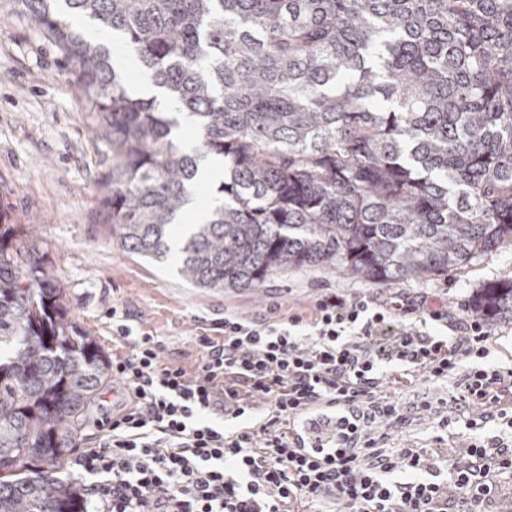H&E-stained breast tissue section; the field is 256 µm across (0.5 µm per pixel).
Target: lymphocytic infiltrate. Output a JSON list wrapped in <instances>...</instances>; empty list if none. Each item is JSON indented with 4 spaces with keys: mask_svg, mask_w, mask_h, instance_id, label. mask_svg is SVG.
<instances>
[{
    "mask_svg": "<svg viewBox=\"0 0 512 512\" xmlns=\"http://www.w3.org/2000/svg\"><path fill=\"white\" fill-rule=\"evenodd\" d=\"M427 299L387 305L321 295L311 320L281 323L224 318V340L204 337L194 372L162 360L160 342L130 338V356L112 362L124 398L99 420L97 446L78 449L74 464L83 496L95 512H314L325 500L344 512H482L502 486L512 484V446L497 431L512 430L505 398L512 371L487 365L491 331L468 319L464 335L449 342L417 330L441 321ZM447 378L466 373L451 400L470 406L465 426L472 441L453 462L448 481L426 477L434 464L427 449L387 453L372 422L403 421L404 409L381 388L387 363ZM266 410L248 424L256 400ZM324 401L361 413L353 444L329 456L293 448L288 421L298 409ZM237 419L227 430L214 415ZM408 474L405 482L394 480Z\"/></svg>",
    "mask_w": 512,
    "mask_h": 512,
    "instance_id": "1",
    "label": "lymphocytic infiltrate"
}]
</instances>
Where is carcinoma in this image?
Segmentation results:
<instances>
[{
  "label": "carcinoma",
  "mask_w": 512,
  "mask_h": 512,
  "mask_svg": "<svg viewBox=\"0 0 512 512\" xmlns=\"http://www.w3.org/2000/svg\"><path fill=\"white\" fill-rule=\"evenodd\" d=\"M126 42L172 103L129 89L58 2ZM57 47L112 168L102 223L162 263L200 163L222 195L187 225L177 272L251 291L295 269L383 285L512 245V0H16ZM191 121L196 148L178 140ZM0 224V512H86L55 475L108 380L62 279ZM468 312L512 316V280Z\"/></svg>",
  "instance_id": "carcinoma-1"
}]
</instances>
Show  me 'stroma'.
<instances>
[{"label": "stroma", "instance_id": "1", "mask_svg": "<svg viewBox=\"0 0 512 512\" xmlns=\"http://www.w3.org/2000/svg\"><path fill=\"white\" fill-rule=\"evenodd\" d=\"M92 126L56 47L31 18L0 0V224L39 225L36 251L66 284L70 320L95 336L106 356L130 355L128 340L116 331L125 324L134 337L161 341L164 361L192 371L203 356L200 337L221 340L225 315L247 321L308 319L316 299L327 292L378 303L425 295L447 308L457 330L476 288L512 279L511 248L445 276L384 286L319 269L276 274L247 292L191 287L174 261L148 263L111 243L99 199L112 155ZM383 388L398 393L408 409L404 423L388 427L386 448L433 449L443 461L437 473L447 477V462L460 459L470 444L463 424L439 426L450 412L454 383L432 382L419 371L403 387L384 377ZM421 399L432 402V411H412Z\"/></svg>", "mask_w": 512, "mask_h": 512}]
</instances>
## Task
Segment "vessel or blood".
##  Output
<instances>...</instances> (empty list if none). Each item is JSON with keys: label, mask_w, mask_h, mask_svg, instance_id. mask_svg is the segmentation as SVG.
I'll list each match as a JSON object with an SVG mask.
<instances>
[{"label": "vessel or blood", "mask_w": 512, "mask_h": 512, "mask_svg": "<svg viewBox=\"0 0 512 512\" xmlns=\"http://www.w3.org/2000/svg\"><path fill=\"white\" fill-rule=\"evenodd\" d=\"M347 406L341 404H318L302 409L295 417L290 436L298 448H330L342 446L343 440L337 431L341 419L350 417Z\"/></svg>", "instance_id": "1"}]
</instances>
